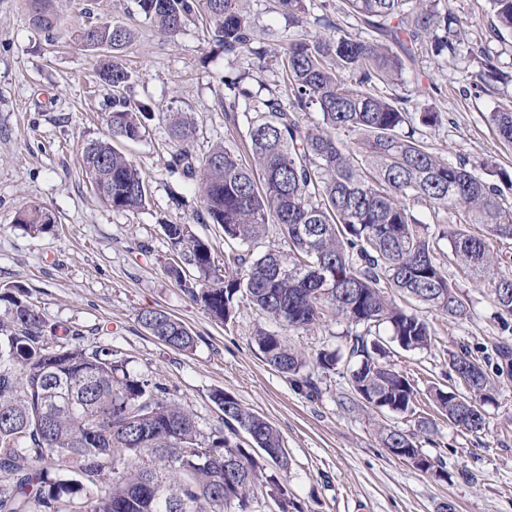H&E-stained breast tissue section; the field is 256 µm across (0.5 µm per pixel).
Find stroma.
Wrapping results in <instances>:
<instances>
[{
  "label": "stroma",
  "mask_w": 512,
  "mask_h": 512,
  "mask_svg": "<svg viewBox=\"0 0 512 512\" xmlns=\"http://www.w3.org/2000/svg\"><path fill=\"white\" fill-rule=\"evenodd\" d=\"M242 5L261 38L263 58L225 53L208 40L201 20L159 36L133 0H53L63 29L91 17L134 32L123 53L132 74L125 95L150 105L156 116L142 141L117 147L142 170L150 200L140 210L115 211L96 198L82 173V148L106 137L105 115L112 107L111 86L95 74L97 54L65 37L37 36L26 0H0V291L23 288L48 325L121 351L135 370L165 384L202 429L220 421L212 400L217 390L265 417L283 436L288 492L302 512H440L446 503L455 512H512V373L499 377L496 399L486 405V425L478 432L449 425L424 398L415 413L405 415L354 405L341 364L318 373L320 397L311 400L265 362L253 341L256 327L272 331L275 323L245 303L232 322H215L165 275L170 252L161 222L192 224L218 258L231 251L219 226L192 221L193 190L169 171L175 146L166 113L192 114L196 153L216 143L238 150L247 125L244 118L232 123L224 116L226 81L243 74L254 93L287 94L280 55L290 38L318 30L314 22L290 23L274 0ZM453 9L462 24L456 55L417 53L397 92L407 96L418 85L435 86L429 104L442 122L417 126L416 134L439 156L489 161L512 174V145L487 121L497 105L512 100V39L493 36L487 0H453ZM479 47L504 74L486 92L470 85ZM176 194L184 205L173 203ZM32 204L48 209L54 220L49 232L36 237L15 222L18 210ZM445 269L468 299L466 318L429 312L436 329L430 349L391 348V363L422 395L435 383L457 387L450 359L460 345L482 358L498 343L512 344V330L504 328L487 290L474 287L455 264ZM146 307L180 319L197 338L193 353L147 334L136 320ZM347 329L342 319L330 317L310 331H285L281 337L310 356L324 347L346 351ZM381 423L415 435L424 454L442 462L447 480L382 448Z\"/></svg>",
  "instance_id": "35a3bbf8"
}]
</instances>
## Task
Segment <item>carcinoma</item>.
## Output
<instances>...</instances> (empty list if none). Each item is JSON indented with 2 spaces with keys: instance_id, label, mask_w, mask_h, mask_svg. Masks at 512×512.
I'll list each match as a JSON object with an SVG mask.
<instances>
[{
  "instance_id": "obj_1",
  "label": "carcinoma",
  "mask_w": 512,
  "mask_h": 512,
  "mask_svg": "<svg viewBox=\"0 0 512 512\" xmlns=\"http://www.w3.org/2000/svg\"><path fill=\"white\" fill-rule=\"evenodd\" d=\"M33 31L46 39L61 33L51 0H27ZM157 34L167 36L203 18L207 33L226 53L249 52L253 27L241 0H135ZM498 38L512 35V0H488ZM296 22L307 20V0H277ZM343 10L361 19L370 37L345 33L327 16L315 23L329 37H296L283 49L280 66L290 95L271 92L263 99L232 84L252 100L246 114L245 152L217 143L201 155L190 149L196 133L185 113L168 118L176 146L171 172L194 185L199 224H217L224 240L251 245L267 226H278L288 252L268 249L258 256L237 254L219 262L211 244L189 224H163L172 257L165 274L216 322L235 318L237 301L247 302L271 321L307 332L326 317L351 327L347 372L352 394L382 409L415 411L418 391L386 361L388 342L404 350L431 347L434 329L395 297L412 300L450 320L466 316L467 302L448 283L438 242L419 216L425 206L436 224L456 217L442 236L455 263L478 288L489 290L502 312L512 315V271L499 267L488 237L512 239V202L494 183L512 179L484 162L446 161L415 137L411 113L424 126L442 117L418 98L387 93L402 82L420 49L435 57L454 55L449 37L456 23L452 0H342ZM444 31L438 35V31ZM72 37L86 49L102 44L106 59L101 80L112 87L109 138L87 143L81 154L85 176L98 198L116 211L143 209L149 185L114 140L145 136L148 110L123 94L131 75L121 53L134 37L121 23H87ZM501 71L480 52L472 75L476 89L492 86ZM310 109L317 118L303 120ZM500 139L512 144V104L487 117ZM352 136L348 142L341 134ZM31 235L46 232L47 211L31 205L16 215ZM481 224L487 235L464 226ZM7 318L0 321V512H253L255 490L273 498L279 512H302L275 473H267L224 429L243 430L266 461L286 468L276 455L286 452L276 427L246 410L234 397L212 395L223 412L221 424L205 431L167 388L130 367L112 348L85 346L80 334L47 326L22 291L0 293ZM137 321L145 332L174 350L191 353L197 340L179 319L144 308ZM386 327L390 341L380 337ZM254 341L266 363L311 399L319 396L308 368L336 370L338 352L322 348L308 359L281 336L258 327ZM497 352L505 365L488 371L466 347L452 363L466 362L465 392L434 387L430 397L448 423L470 432L484 428L483 406L492 401L493 376L512 368V347ZM382 445L398 456H421L420 468L435 469L416 437L392 427L380 430ZM112 481H106L107 476Z\"/></svg>"
}]
</instances>
